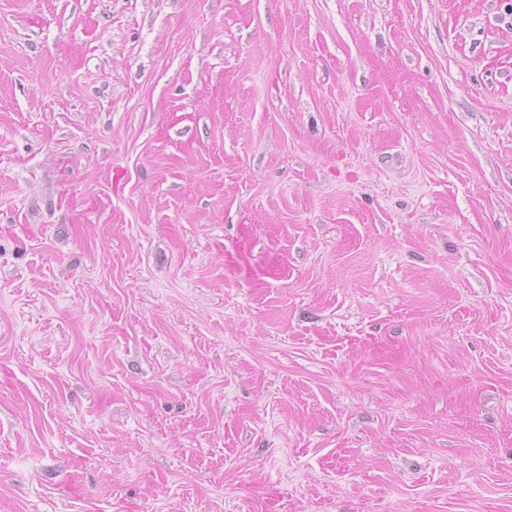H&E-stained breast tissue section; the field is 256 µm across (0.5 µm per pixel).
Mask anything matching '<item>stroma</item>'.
<instances>
[{"instance_id": "stroma-1", "label": "stroma", "mask_w": 512, "mask_h": 512, "mask_svg": "<svg viewBox=\"0 0 512 512\" xmlns=\"http://www.w3.org/2000/svg\"><path fill=\"white\" fill-rule=\"evenodd\" d=\"M0 512H512V0H0Z\"/></svg>"}]
</instances>
